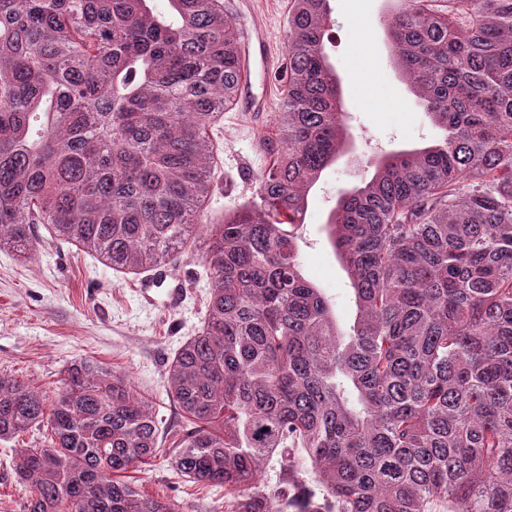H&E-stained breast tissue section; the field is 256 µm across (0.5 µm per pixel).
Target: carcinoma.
<instances>
[{
    "label": "carcinoma",
    "mask_w": 512,
    "mask_h": 512,
    "mask_svg": "<svg viewBox=\"0 0 512 512\" xmlns=\"http://www.w3.org/2000/svg\"><path fill=\"white\" fill-rule=\"evenodd\" d=\"M152 2L0 0V245L29 254L49 224L139 274L204 223L239 33L224 0ZM390 2L393 60L442 137L381 155L331 211L350 330L291 231L352 138L331 0H289L270 163L208 234L205 319L166 392L185 421L171 467L224 488V512H512V0ZM32 427L24 512H184L121 480L161 434L126 376L74 363L49 404L0 372V441ZM303 468L321 497L299 491Z\"/></svg>",
    "instance_id": "obj_1"
}]
</instances>
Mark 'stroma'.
Returning <instances> with one entry per match:
<instances>
[{"label":"stroma","mask_w":512,"mask_h":512,"mask_svg":"<svg viewBox=\"0 0 512 512\" xmlns=\"http://www.w3.org/2000/svg\"><path fill=\"white\" fill-rule=\"evenodd\" d=\"M334 23L326 52L342 85L346 123L353 135L347 154L328 168L309 199L298 245L305 276L322 288L342 328L355 315L349 277L330 243L326 224L344 190L369 177L379 153L431 145L438 131L427 123L417 99L389 49L383 20L387 0H331ZM239 32L263 29L269 48L266 69L252 76L255 93H267L262 114L227 108L212 138L217 165L205 210L207 224L252 201L256 178L268 164L265 140L284 86L277 75L287 59L288 0H224ZM205 227L191 237L171 264L184 288L177 306L167 304L166 288L142 298L139 277L112 270L92 255L54 235L48 225L34 228L38 245L21 255L0 248V372L54 398L66 368L90 359L125 374L152 404L165 441H172L184 419L168 399L164 380L180 346L200 331L209 293L202 254ZM43 430L34 427L0 444V512H24L26 492L16 481L14 451L38 448ZM128 482L155 498L180 502L185 512H216L224 501L220 487H202L175 476L166 458Z\"/></svg>","instance_id":"1"}]
</instances>
